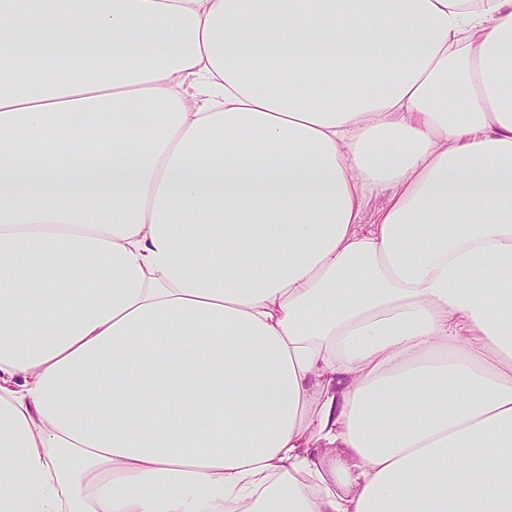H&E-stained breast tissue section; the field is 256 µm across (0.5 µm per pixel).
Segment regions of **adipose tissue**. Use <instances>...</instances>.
Instances as JSON below:
<instances>
[{
	"instance_id": "obj_1",
	"label": "adipose tissue",
	"mask_w": 512,
	"mask_h": 512,
	"mask_svg": "<svg viewBox=\"0 0 512 512\" xmlns=\"http://www.w3.org/2000/svg\"><path fill=\"white\" fill-rule=\"evenodd\" d=\"M54 4L0 0V512H512V0Z\"/></svg>"
}]
</instances>
